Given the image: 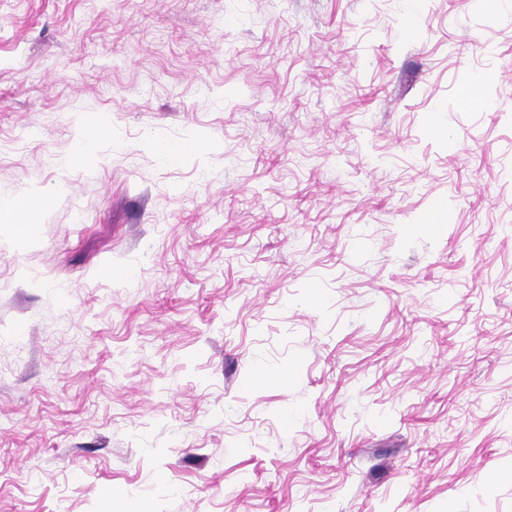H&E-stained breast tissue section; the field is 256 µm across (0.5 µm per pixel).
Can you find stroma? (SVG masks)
Here are the masks:
<instances>
[{"label": "stroma", "mask_w": 512, "mask_h": 512, "mask_svg": "<svg viewBox=\"0 0 512 512\" xmlns=\"http://www.w3.org/2000/svg\"><path fill=\"white\" fill-rule=\"evenodd\" d=\"M405 11L0 0V512H512V0Z\"/></svg>", "instance_id": "1"}]
</instances>
